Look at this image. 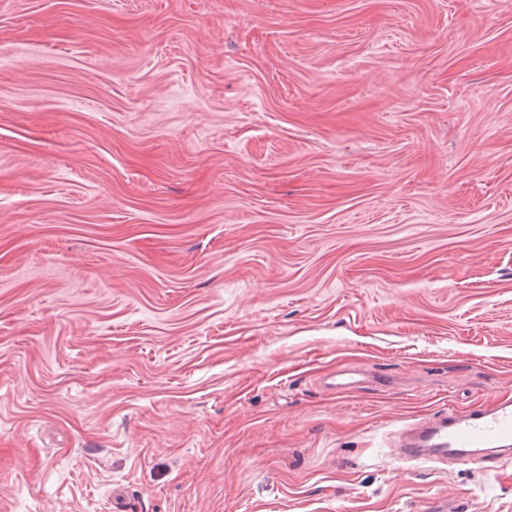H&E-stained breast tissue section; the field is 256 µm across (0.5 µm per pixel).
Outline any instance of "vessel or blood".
<instances>
[{"label": "vessel or blood", "mask_w": 512, "mask_h": 512, "mask_svg": "<svg viewBox=\"0 0 512 512\" xmlns=\"http://www.w3.org/2000/svg\"><path fill=\"white\" fill-rule=\"evenodd\" d=\"M512 447V401L451 411L406 425L400 437L404 459L495 457Z\"/></svg>", "instance_id": "obj_1"}]
</instances>
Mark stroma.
<instances>
[{
  "label": "stroma",
  "instance_id": "obj_1",
  "mask_svg": "<svg viewBox=\"0 0 512 512\" xmlns=\"http://www.w3.org/2000/svg\"><path fill=\"white\" fill-rule=\"evenodd\" d=\"M501 400L512 0H0V512H512L393 455Z\"/></svg>",
  "mask_w": 512,
  "mask_h": 512
}]
</instances>
